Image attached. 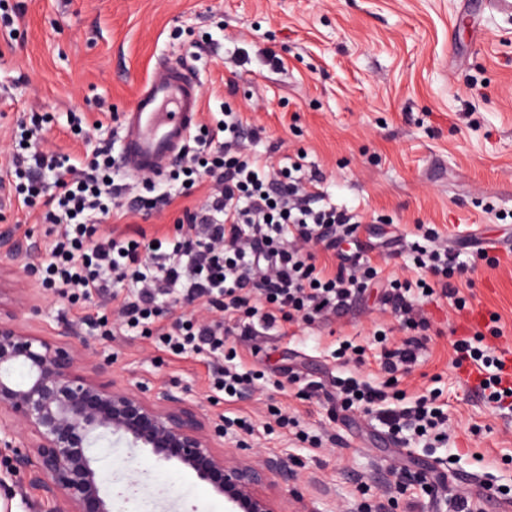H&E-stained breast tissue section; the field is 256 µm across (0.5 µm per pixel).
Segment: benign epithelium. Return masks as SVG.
Returning <instances> with one entry per match:
<instances>
[{"label": "benign epithelium", "mask_w": 512, "mask_h": 512, "mask_svg": "<svg viewBox=\"0 0 512 512\" xmlns=\"http://www.w3.org/2000/svg\"><path fill=\"white\" fill-rule=\"evenodd\" d=\"M10 252L29 282L12 288L11 271L0 269L9 295L0 302V447L11 450L5 473L40 492L28 512H112L90 453L112 441L130 449L131 461L145 448L158 466L177 460L224 496L228 512H281L280 494L294 477L288 451L257 460L226 448L236 435L202 401L130 378L101 379L83 366L87 344L75 327L56 338L28 330L13 306L38 286V249L13 243Z\"/></svg>", "instance_id": "obj_1"}]
</instances>
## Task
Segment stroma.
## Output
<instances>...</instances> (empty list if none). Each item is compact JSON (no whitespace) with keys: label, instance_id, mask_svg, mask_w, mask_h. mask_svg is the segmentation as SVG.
Segmentation results:
<instances>
[{"label":"stroma","instance_id":"1","mask_svg":"<svg viewBox=\"0 0 512 512\" xmlns=\"http://www.w3.org/2000/svg\"><path fill=\"white\" fill-rule=\"evenodd\" d=\"M163 60L195 69L202 123L231 106L265 129L252 153L263 157L276 145L324 174L326 201L358 215L359 246L380 284L419 278L405 241L420 224L466 256L483 242L486 258L460 286L468 312L419 299L427 342L388 401L396 408L438 393L450 418L440 442L391 433L378 417L305 385L387 381L382 350L403 334L372 298L326 323L228 337L233 367L253 379L234 398L212 389L213 359L171 356L132 331L90 341L91 364L100 346L114 356L102 379L188 391L213 414L245 420L239 435L260 453L288 448L296 463L286 512H357L395 469L404 474L391 487L399 512H453L426 502L424 486L439 475L458 490L492 484L495 496L480 512L503 506L512 498V412L468 392L452 366V342L478 312L499 317V336L487 340L493 354L512 348V17L488 11L484 0H0V180L30 112L51 116L41 149L80 160L113 144L139 86ZM2 234L48 251L37 214L0 193ZM111 309L106 299L74 306L40 290L15 312L33 331L58 336ZM347 343L362 355L339 359ZM280 410L291 424L278 421ZM94 455L107 493L136 491L115 512H225L223 497L193 471L156 466L145 451L133 462L124 448ZM325 484L335 487V502L322 498Z\"/></svg>","mask_w":512,"mask_h":512}]
</instances>
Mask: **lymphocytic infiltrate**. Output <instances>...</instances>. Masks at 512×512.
Segmentation results:
<instances>
[{"mask_svg":"<svg viewBox=\"0 0 512 512\" xmlns=\"http://www.w3.org/2000/svg\"><path fill=\"white\" fill-rule=\"evenodd\" d=\"M44 121L40 113L31 114L26 142L17 146L10 163L23 205L43 208L50 250L36 272L44 288L71 302L109 297L111 314L94 320L104 335L134 330L156 337L175 356L208 352L232 359L236 350L226 346L225 337L327 320L370 287L375 275L370 258L339 249L353 238L357 214L325 203L319 172H305L286 156L272 163L249 154L246 141L259 138L261 131L245 125L240 113L225 109L222 119L192 136L180 165L167 174L178 182V193L163 190L130 201L129 212L147 215L185 198L174 234L152 239L137 225L107 231L100 226L122 196L112 178L110 147L71 162L37 146ZM203 183L207 194L193 202L196 186ZM410 249L427 278L391 281L379 299L404 333L401 345L381 356V368L391 376L417 362L429 328L415 309L417 294L446 298L464 310L466 300L453 279L476 270L474 260L449 252L430 226L422 228ZM127 280L133 290L124 295L117 286ZM165 314L172 320L168 330L155 324ZM483 341L479 331L455 340L454 364L481 365L486 374L480 388L488 402L498 411L511 410L512 387ZM339 390L345 408L379 414L392 430L445 437L448 416L436 397L389 409L383 389L345 379Z\"/></svg>","mask_w":512,"mask_h":512,"instance_id":"lymphocytic-infiltrate-1","label":"lymphocytic infiltrate"}]
</instances>
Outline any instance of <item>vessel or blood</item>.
Returning a JSON list of instances; mask_svg holds the SVG:
<instances>
[{
  "mask_svg": "<svg viewBox=\"0 0 512 512\" xmlns=\"http://www.w3.org/2000/svg\"><path fill=\"white\" fill-rule=\"evenodd\" d=\"M201 108L200 81L169 63L145 81L122 119L121 152L128 172L160 175L187 147Z\"/></svg>",
  "mask_w": 512,
  "mask_h": 512,
  "instance_id": "b4317fda",
  "label": "vessel or blood"
}]
</instances>
